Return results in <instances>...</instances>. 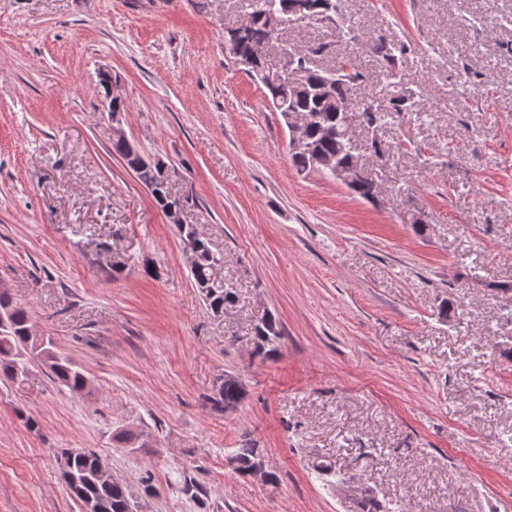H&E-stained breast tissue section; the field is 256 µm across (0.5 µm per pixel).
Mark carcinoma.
<instances>
[{
    "label": "carcinoma",
    "instance_id": "1",
    "mask_svg": "<svg viewBox=\"0 0 512 512\" xmlns=\"http://www.w3.org/2000/svg\"><path fill=\"white\" fill-rule=\"evenodd\" d=\"M342 0H250L248 17L244 28L239 32L238 47L244 56H253L262 51L277 38V19L305 5L307 17L317 23H336ZM264 59L254 60L248 69L264 87V94L276 112H298L310 114L303 130L305 147L294 150L291 159L294 166L306 171L312 169L315 157L331 158L336 164L349 167L353 160V150L347 143L345 132L348 129L345 103L352 100L353 89L364 82L365 76L358 67L348 62L343 67L314 66L305 87L295 86L286 80L263 74ZM423 94L408 87L400 88L398 94L388 100L367 95L359 100L364 125L371 132L369 152L374 157V165L388 166L389 146L381 140L380 131L394 115L411 106L421 107ZM112 151L131 169L137 180L145 186L157 206L165 211L177 203L178 198L170 193V178L176 174L161 161L144 158L122 135L112 140ZM176 229L183 249H190L195 260L189 266L196 288L201 292L210 311L217 315L235 306L238 296L224 282L217 280L215 270L220 261L210 244L201 239L191 224H178ZM9 310L5 327L0 328V378L15 380L16 374L29 370V365L38 360L45 365L57 382L74 394L84 392L87 376L68 356L57 351L51 339L41 342L32 335L28 312L15 304L7 293L0 291V310ZM255 336L265 337V351L272 352L281 339L280 322L271 314L263 315L254 327ZM245 397L242 386L228 376L216 381L213 392L206 397L211 410L222 413L224 404H239ZM260 450L253 444H245L237 449L230 459L234 470L242 475L250 474V464ZM100 460L94 453L73 454L69 449L57 455L62 475L71 479L67 487L77 484L83 494L101 502L105 512H137L136 498L128 487L116 479L102 478L97 469Z\"/></svg>",
    "mask_w": 512,
    "mask_h": 512
}]
</instances>
